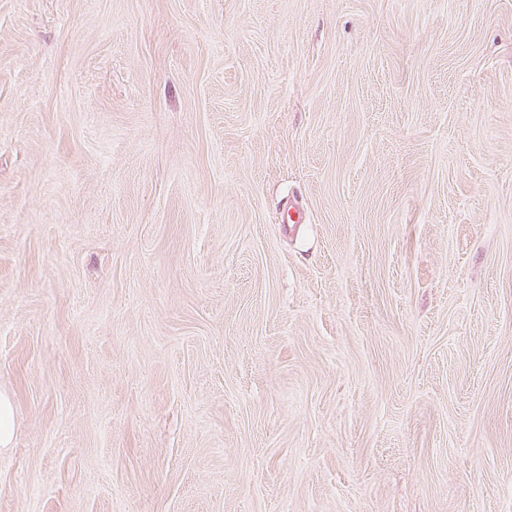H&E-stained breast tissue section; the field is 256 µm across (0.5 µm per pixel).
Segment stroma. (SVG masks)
Instances as JSON below:
<instances>
[{"label":"stroma","mask_w":512,"mask_h":512,"mask_svg":"<svg viewBox=\"0 0 512 512\" xmlns=\"http://www.w3.org/2000/svg\"><path fill=\"white\" fill-rule=\"evenodd\" d=\"M0 391V512H512V0H0ZM14 406L10 397L0 394V447L7 448L14 438Z\"/></svg>","instance_id":"stroma-1"}]
</instances>
